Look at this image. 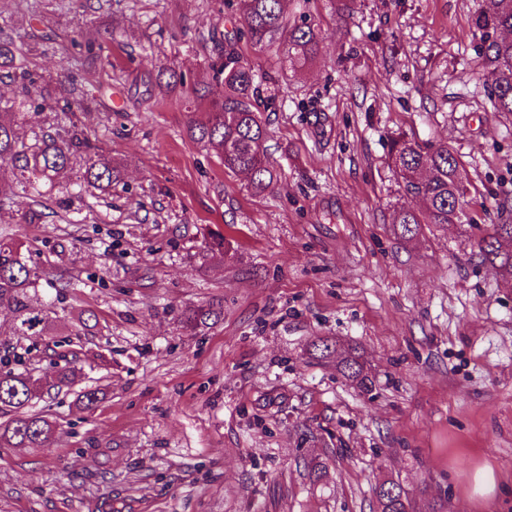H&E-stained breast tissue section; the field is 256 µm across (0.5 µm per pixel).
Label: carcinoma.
<instances>
[{
	"label": "carcinoma",
	"instance_id": "cac0c4a2",
	"mask_svg": "<svg viewBox=\"0 0 512 512\" xmlns=\"http://www.w3.org/2000/svg\"><path fill=\"white\" fill-rule=\"evenodd\" d=\"M235 16L239 26L224 35V52L208 65L210 81L222 88L204 121L193 120L187 127L189 137L213 149L224 169L243 173L256 192L269 190L277 175L271 166L265 142L267 129L261 113L276 107L282 92L281 80L239 51L240 42L269 57L283 56L291 68L305 65L319 51L321 34L300 16L296 21L287 10V0H236ZM479 35L478 53L484 57L490 101L499 112L512 113V0H489V6L472 17ZM0 82L15 88V97L0 114V163L16 171L21 192L0 186V208L16 203L21 196L37 203L40 187L79 165L83 182L101 191L112 190L120 181V169L112 159L82 137L76 124L54 132L36 134L33 142L21 132L19 114L26 107L72 114L84 102L78 94L62 103L37 99L39 76L26 65L23 48L11 39H0ZM183 75L174 67L158 71L153 89L171 93L183 87ZM390 156L398 177L401 196L409 203L396 210L394 231L411 239L424 224H452L469 203L465 182L457 179L458 161L446 144L426 147L400 134L391 141ZM491 241L482 236L476 242L482 261L495 267L501 280L512 286V224H495ZM42 275L28 265L24 243L10 237L0 239V308L12 315L13 335L37 337L63 322L59 312L66 311L63 300L68 284L56 277L55 296L40 294ZM223 304L212 302L188 308L180 322L190 330L208 327L223 314ZM309 354L317 360L335 359L336 370L362 394L372 391L369 374L357 350L342 348L339 341L320 337ZM19 356L0 357V444L11 447L44 448L54 435L52 423L33 410L42 394L40 378L33 370H16L11 361ZM80 371L73 363L56 370L55 386H69ZM376 512H414L408 493L397 482L385 481L375 489Z\"/></svg>",
	"mask_w": 512,
	"mask_h": 512
}]
</instances>
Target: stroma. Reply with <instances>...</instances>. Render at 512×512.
<instances>
[{
  "label": "stroma",
  "mask_w": 512,
  "mask_h": 512,
  "mask_svg": "<svg viewBox=\"0 0 512 512\" xmlns=\"http://www.w3.org/2000/svg\"><path fill=\"white\" fill-rule=\"evenodd\" d=\"M62 4L0 0V27L40 39L27 61L47 98L84 91L74 120L123 179L107 194L74 169L38 219L0 211L39 270L71 280L68 311L98 319L32 342L0 313V355L38 367L55 426L48 447H0V512H372L385 479L416 512H512V288L475 246L512 224V115L490 103L471 24L485 0H290L321 50L265 115L277 184L261 194L189 139L209 97L145 93L165 64L206 86L224 0ZM399 132L455 150L466 222L395 234ZM218 300L216 324L181 327L179 309ZM319 336L357 349L371 393L310 357ZM72 358L73 389L54 387Z\"/></svg>",
  "instance_id": "obj_1"
}]
</instances>
